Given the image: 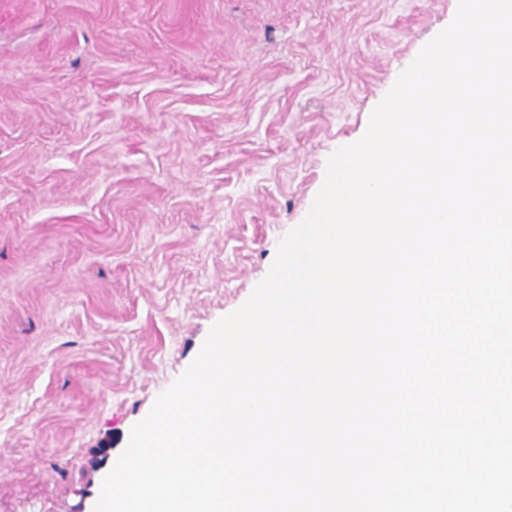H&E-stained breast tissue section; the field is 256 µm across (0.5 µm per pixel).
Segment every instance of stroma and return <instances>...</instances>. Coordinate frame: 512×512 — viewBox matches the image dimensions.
<instances>
[{
    "instance_id": "1",
    "label": "stroma",
    "mask_w": 512,
    "mask_h": 512,
    "mask_svg": "<svg viewBox=\"0 0 512 512\" xmlns=\"http://www.w3.org/2000/svg\"><path fill=\"white\" fill-rule=\"evenodd\" d=\"M455 0H0V512H94Z\"/></svg>"
}]
</instances>
